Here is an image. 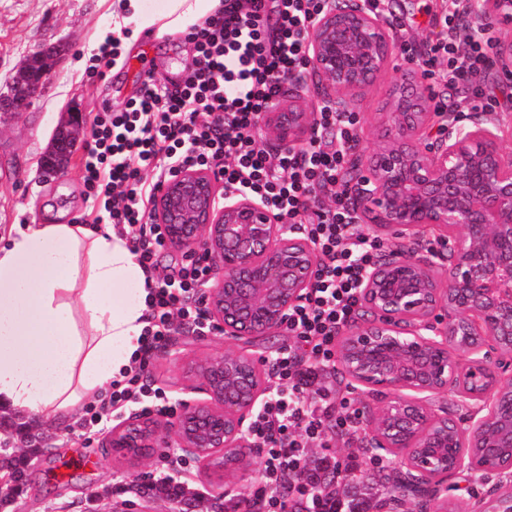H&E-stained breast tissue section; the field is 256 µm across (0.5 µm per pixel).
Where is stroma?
<instances>
[{
  "label": "stroma",
  "mask_w": 512,
  "mask_h": 512,
  "mask_svg": "<svg viewBox=\"0 0 512 512\" xmlns=\"http://www.w3.org/2000/svg\"><path fill=\"white\" fill-rule=\"evenodd\" d=\"M436 4L437 0H391L395 16L416 20L404 35L406 41L418 45L436 40L439 29L429 23ZM116 8L117 0H0V92H6L18 69L41 48L62 47L50 60L46 83L31 105L0 117L1 237L15 224H68L90 213L92 200L81 171L82 150L72 153L63 174H49L43 166L63 113L76 110L90 122L104 110L122 112L140 92L141 71L151 69L173 79L191 72L194 54L182 34L152 33L122 49L106 79H89L90 58L111 36ZM408 66L402 54H394L376 82L359 96L355 111L361 147L375 145L388 94ZM288 340L284 330L249 345L220 334L180 331L156 352L148 374L168 397L181 404L193 403L204 397L199 380L190 372L194 363L227 350L259 359L278 351ZM110 436L107 430L83 434L72 422H25L0 413V446L17 456L31 448L36 451L25 466L21 492L0 512H187L189 499L218 496V480L202 462H194L187 471L174 469L171 460L177 450L173 447L132 461L111 448ZM305 453L311 462L327 454L340 463L357 459L356 474L365 485L359 497L361 512H388L387 481L394 478L399 463L393 458L387 468H380L365 432H357L349 441L326 433L324 439L308 441ZM149 476L157 482L170 478L185 483L186 502L173 503L146 487ZM452 483L447 499L411 500L400 512H470L471 495L484 491V484L468 472L459 473Z\"/></svg>",
  "instance_id": "35a3bbf8"
}]
</instances>
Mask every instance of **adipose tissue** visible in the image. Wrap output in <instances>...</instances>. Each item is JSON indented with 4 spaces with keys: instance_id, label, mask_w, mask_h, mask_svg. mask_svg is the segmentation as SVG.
Returning <instances> with one entry per match:
<instances>
[{
    "instance_id": "obj_1",
    "label": "adipose tissue",
    "mask_w": 512,
    "mask_h": 512,
    "mask_svg": "<svg viewBox=\"0 0 512 512\" xmlns=\"http://www.w3.org/2000/svg\"><path fill=\"white\" fill-rule=\"evenodd\" d=\"M219 0H125L117 27L187 31ZM144 275L106 226L16 224L0 238V410L63 424L131 365Z\"/></svg>"
}]
</instances>
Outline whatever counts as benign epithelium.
<instances>
[{"label": "benign epithelium", "mask_w": 512, "mask_h": 512, "mask_svg": "<svg viewBox=\"0 0 512 512\" xmlns=\"http://www.w3.org/2000/svg\"><path fill=\"white\" fill-rule=\"evenodd\" d=\"M470 10L491 27L512 20V0H472ZM397 49L386 17L368 0H329L308 43V78L319 95L349 112L382 74ZM23 66L0 93V112L26 108L48 77L45 59ZM495 63L512 75V42L496 44ZM506 112H432L428 87L402 74L390 93L373 150L351 157L349 196L360 220L400 230L413 246L383 253L363 281L367 310L340 331L339 364L382 400L360 419L370 447L400 457L397 497L448 494L464 470L512 476V376L493 351L512 352V155L502 148ZM314 114L294 88L274 101L260 127L267 144L290 151L313 134ZM82 114L67 112L52 138L58 170L85 137ZM214 175L180 167L156 193L152 218L185 255L213 264L204 307L220 334L251 342L287 323L289 311L317 272L312 245L288 232L272 212L243 193L217 204ZM446 266L437 281L431 267ZM460 353L456 358L453 353ZM206 398L162 424L133 413L112 429V447L141 458L174 442L220 476L245 473L247 423L265 395L255 361L240 352L194 368ZM457 388L472 407L464 426L435 398ZM471 448H488L477 463ZM476 512H512V496L479 499Z\"/></svg>", "instance_id": "benign-epithelium-1"}]
</instances>
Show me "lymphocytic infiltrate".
I'll return each instance as SVG.
<instances>
[{"instance_id": "f902f5d3", "label": "lymphocytic infiltrate", "mask_w": 512, "mask_h": 512, "mask_svg": "<svg viewBox=\"0 0 512 512\" xmlns=\"http://www.w3.org/2000/svg\"><path fill=\"white\" fill-rule=\"evenodd\" d=\"M468 4L445 0L440 38L421 52L407 44L402 50L425 79L463 88L486 111L496 100L486 82L492 39L458 38ZM325 7L326 0H222L185 34L195 53L192 72L179 83L152 75L126 111L96 115L83 147L84 183L100 203L94 221L126 238L148 291L138 364L113 381L108 402L91 412V421L105 413L120 419L128 404L143 398L156 399L158 414L174 413L144 367L176 328L195 333L206 326L201 290L212 272L208 257H187L173 279L156 274L155 257L167 240L152 219V204L174 169L210 171L225 192L255 197L315 251L314 286L288 314L292 342L270 360L278 384L249 427L250 442L264 452L253 512H337L336 493L309 465L303 441L320 437L329 416L339 431L359 428L358 416L320 385L322 371L336 363L338 333L361 306L362 283L382 248L377 237L361 231L343 182L358 142L356 115L324 101L306 148L273 154L258 140L270 101L306 69L309 34ZM442 55L447 66L440 69Z\"/></svg>"}]
</instances>
